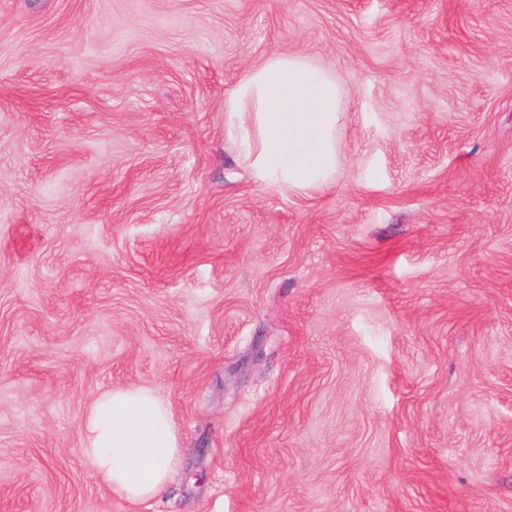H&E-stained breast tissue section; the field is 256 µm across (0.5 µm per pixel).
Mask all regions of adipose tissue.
<instances>
[{"mask_svg":"<svg viewBox=\"0 0 512 512\" xmlns=\"http://www.w3.org/2000/svg\"><path fill=\"white\" fill-rule=\"evenodd\" d=\"M339 90L315 63L276 55L231 92L224 124L256 178L278 190L314 189L336 172ZM179 449L168 405L139 386L100 393L89 405L80 452L106 488L138 503L167 486Z\"/></svg>","mask_w":512,"mask_h":512,"instance_id":"adipose-tissue-1","label":"adipose tissue"}]
</instances>
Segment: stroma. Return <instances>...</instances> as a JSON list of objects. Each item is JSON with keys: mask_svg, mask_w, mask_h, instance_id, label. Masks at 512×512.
Here are the masks:
<instances>
[{"mask_svg": "<svg viewBox=\"0 0 512 512\" xmlns=\"http://www.w3.org/2000/svg\"><path fill=\"white\" fill-rule=\"evenodd\" d=\"M299 55L326 187L224 105ZM177 423L133 504L93 398ZM0 512H512V0H0ZM224 112L242 159L266 186L315 189L336 173L339 90L315 63L271 57L235 86ZM178 449L171 409L147 388L113 387L87 409L80 452L106 488L129 502L166 488Z\"/></svg>", "mask_w": 512, "mask_h": 512, "instance_id": "1", "label": "stroma"}]
</instances>
